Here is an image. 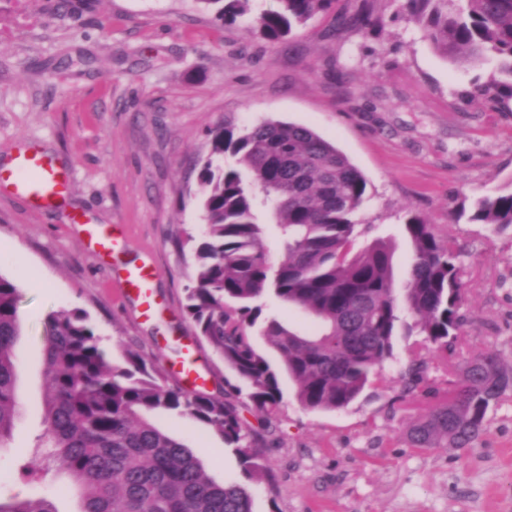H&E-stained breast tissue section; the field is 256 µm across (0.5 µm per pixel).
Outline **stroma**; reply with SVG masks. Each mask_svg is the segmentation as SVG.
<instances>
[{
    "mask_svg": "<svg viewBox=\"0 0 512 512\" xmlns=\"http://www.w3.org/2000/svg\"><path fill=\"white\" fill-rule=\"evenodd\" d=\"M368 6L379 28L337 29L320 15L272 44L241 21L228 25L198 0H0V163L37 147L72 176L57 207L39 209L0 189V274L19 277L20 408L0 450V496L54 498L79 512L69 480L22 479L17 456L43 429L45 320L80 309L114 363L144 354L169 380L193 360L206 392L228 375L195 335L183 307L204 221L199 162L207 130L265 119L314 129L367 177L365 221L354 250L394 246L396 285L407 279V215L432 224L460 252L465 288L459 354L441 360L416 336H400L379 380L348 407L304 409L282 379L283 402L262 430L277 489L246 481L223 439L172 411L157 424L181 440L218 482L246 483L253 512H512V391L488 411L469 448H415L407 432L448 390V364L491 350L512 366V233L454 220L451 209L489 192L512 191V109L481 91L493 64L449 63L422 38L403 0H339ZM109 235L98 251L90 231ZM156 274L151 319L124 284L128 269ZM426 362V381L405 393L408 368Z\"/></svg>",
    "mask_w": 512,
    "mask_h": 512,
    "instance_id": "1",
    "label": "stroma"
}]
</instances>
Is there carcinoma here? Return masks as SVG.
<instances>
[{"label":"carcinoma","instance_id":"cac0c4a2","mask_svg":"<svg viewBox=\"0 0 512 512\" xmlns=\"http://www.w3.org/2000/svg\"><path fill=\"white\" fill-rule=\"evenodd\" d=\"M224 2L233 23L250 0ZM338 0H276L251 24L270 43L291 37ZM434 50L453 64L493 61L499 95L512 99V0H405ZM198 179L204 237L196 250L193 285L184 311L224 360L233 380L265 421L283 398L281 373L295 384L307 410L345 408L381 375L398 336H421L448 358L464 318V285L453 240L436 235L418 215L405 222L413 246L408 281L396 288L393 246L377 239L351 254L367 199L364 173L309 127L264 120L237 127L217 124ZM230 154L236 166L217 160ZM276 224L283 254L271 257L265 224ZM470 220L491 233L512 231V192L481 197ZM274 296L312 316L315 330L292 329L264 315L260 299ZM22 288L0 274V449L12 437L19 411L18 313ZM44 429L19 470L28 478L66 472L81 490L80 512H253L248 489L217 483L182 442L157 427L158 410L188 416L219 434L239 456L249 480L269 477L266 450L251 434L237 401L171 384L142 354L110 360L88 315L55 311L45 323ZM280 357L274 366L255 336ZM512 390V368L481 352L459 364L448 395L416 421L408 437L416 448H469L485 430L487 412ZM0 512H58L49 497H0Z\"/></svg>","mask_w":512,"mask_h":512}]
</instances>
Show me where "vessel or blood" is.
Segmentation results:
<instances>
[{
  "instance_id": "b4317fda",
  "label": "vessel or blood",
  "mask_w": 512,
  "mask_h": 512,
  "mask_svg": "<svg viewBox=\"0 0 512 512\" xmlns=\"http://www.w3.org/2000/svg\"><path fill=\"white\" fill-rule=\"evenodd\" d=\"M12 187L14 192L29 198L39 206H49L63 198L70 191V179L62 173L53 161L36 149H30L17 156L11 166L0 165V186ZM150 267H137L128 270L125 278L127 286L141 299L142 317H150L154 300L147 289L153 278Z\"/></svg>"
}]
</instances>
